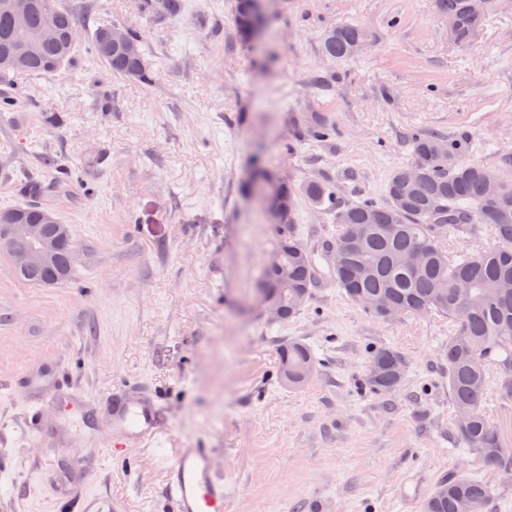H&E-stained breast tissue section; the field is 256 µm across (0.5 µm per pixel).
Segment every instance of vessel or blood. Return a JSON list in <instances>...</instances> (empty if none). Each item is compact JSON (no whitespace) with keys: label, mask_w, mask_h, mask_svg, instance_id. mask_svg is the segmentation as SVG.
<instances>
[{"label":"vessel or blood","mask_w":512,"mask_h":512,"mask_svg":"<svg viewBox=\"0 0 512 512\" xmlns=\"http://www.w3.org/2000/svg\"><path fill=\"white\" fill-rule=\"evenodd\" d=\"M58 373L59 365L54 361L25 373L28 405L35 415L44 403L58 400ZM119 395L111 417L112 428L121 435L123 447L133 450L164 442L166 428L155 395L131 385L123 386ZM166 493L175 512H224V479L213 470L211 449H177L167 471Z\"/></svg>","instance_id":"b4317fda"}]
</instances>
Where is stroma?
I'll return each mask as SVG.
<instances>
[{"label":"stroma","mask_w":512,"mask_h":512,"mask_svg":"<svg viewBox=\"0 0 512 512\" xmlns=\"http://www.w3.org/2000/svg\"><path fill=\"white\" fill-rule=\"evenodd\" d=\"M64 2L82 38L102 23L141 32L155 80L112 76L82 47L64 70L4 91L15 105L0 112V209L38 203L75 254L72 280L54 286L0 258V512H174L169 456L141 448L85 467L120 439L102 415L62 401L30 434L17 378L50 361L101 401L146 383L165 405L167 447L213 449L226 512H421L452 474L484 481L494 512H512V475L454 440L447 317L381 321L325 286L291 321L269 319L257 293L276 234L252 189L263 167L381 197L413 129L469 136L483 162L512 156V0H493L467 47L428 0H273L254 45L236 35L234 0H185L172 20L140 0ZM343 22L368 40L332 63L320 35ZM307 112L332 122L329 143L299 138ZM291 337L319 358L298 390L275 375ZM379 345L407 364L391 394L362 388Z\"/></svg>","instance_id":"35a3bbf8"}]
</instances>
